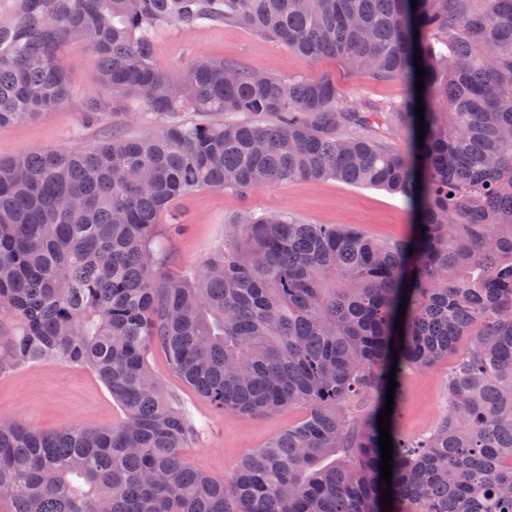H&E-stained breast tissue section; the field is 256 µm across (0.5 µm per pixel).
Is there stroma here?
<instances>
[{
    "mask_svg": "<svg viewBox=\"0 0 512 512\" xmlns=\"http://www.w3.org/2000/svg\"><path fill=\"white\" fill-rule=\"evenodd\" d=\"M154 52L159 63L173 70L185 69L199 56L231 57L285 80L329 79L343 90L346 103L354 109L396 104L409 94L405 82L352 72L333 57L302 61L275 40L237 22L196 29L166 27L155 37ZM63 63L73 80L69 99L35 119L0 127L1 160L26 150L90 145L112 129L139 136L158 125V118L133 100L104 123H82L85 102L100 93L96 58L75 46L65 53ZM175 208L183 213L187 231L173 238L160 236L155 245L171 252L179 270L192 276L204 259L222 247L225 221L243 212H285L311 224L354 226L384 240L409 236L415 222L401 196L335 180H295L245 196L230 191H196L177 201ZM150 364L179 397L199 430L196 440L184 451L187 462L213 477L230 476L241 458L301 417L300 410L288 408L252 416L215 413L206 399L171 372L163 353H154ZM452 365L447 359L406 375L399 397V426L404 433L419 436L437 422L446 405V382ZM1 417L33 429L57 431L75 424L109 426L119 422L121 412L94 372L53 360L0 375Z\"/></svg>",
    "mask_w": 512,
    "mask_h": 512,
    "instance_id": "35a3bbf8",
    "label": "stroma"
}]
</instances>
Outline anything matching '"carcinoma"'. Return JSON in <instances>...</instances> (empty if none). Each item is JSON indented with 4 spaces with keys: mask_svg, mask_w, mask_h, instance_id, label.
<instances>
[{
    "mask_svg": "<svg viewBox=\"0 0 512 512\" xmlns=\"http://www.w3.org/2000/svg\"><path fill=\"white\" fill-rule=\"evenodd\" d=\"M224 22L410 94L355 112L328 79L284 80L231 58L175 71L154 57L164 27ZM70 46L98 60L103 96L86 101L85 123L128 99L160 118L274 121L167 124L0 161V316L14 325L0 336V374L46 360L88 367L123 412L111 427L60 431L1 419L0 512H382L391 367L400 385L464 340L428 434L402 432L393 405L390 512H512V0H16L0 24V126L70 97ZM378 119L406 151L362 133ZM301 179L383 188L420 221L388 241L239 214L193 279L154 246L180 227L162 215L194 191ZM157 351L218 413L304 416L230 479L206 476L184 457L198 429L152 373Z\"/></svg>",
    "mask_w": 512,
    "mask_h": 512,
    "instance_id": "1",
    "label": "carcinoma"
}]
</instances>
